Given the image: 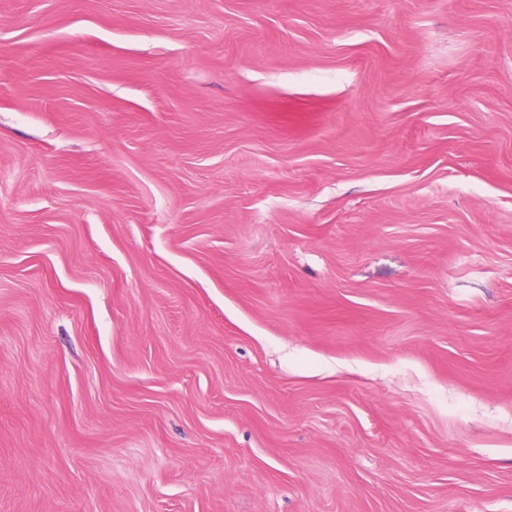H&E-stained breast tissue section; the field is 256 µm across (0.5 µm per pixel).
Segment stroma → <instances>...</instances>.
Here are the masks:
<instances>
[{"label": "stroma", "instance_id": "1", "mask_svg": "<svg viewBox=\"0 0 512 512\" xmlns=\"http://www.w3.org/2000/svg\"><path fill=\"white\" fill-rule=\"evenodd\" d=\"M0 512H512V0H0Z\"/></svg>", "mask_w": 512, "mask_h": 512}]
</instances>
